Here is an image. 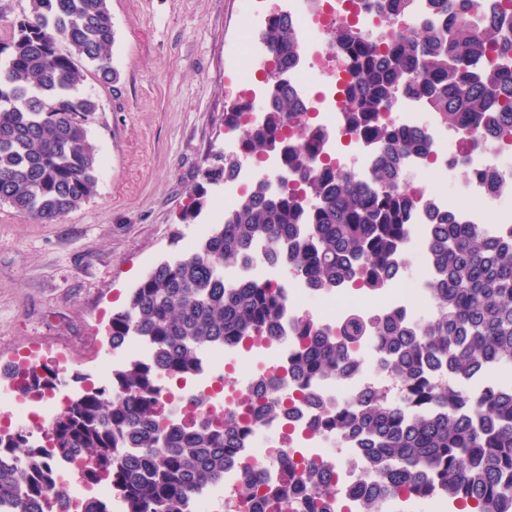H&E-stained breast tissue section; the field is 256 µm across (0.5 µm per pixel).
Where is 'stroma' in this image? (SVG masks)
Here are the masks:
<instances>
[{
  "mask_svg": "<svg viewBox=\"0 0 512 512\" xmlns=\"http://www.w3.org/2000/svg\"><path fill=\"white\" fill-rule=\"evenodd\" d=\"M120 81L87 75L100 105L90 136L98 192L52 224L0 205V363L35 346L64 357L72 393L119 364L106 329L161 260L195 248L198 224L220 222L223 189L197 224L180 215L209 154L232 150L224 114L230 80L265 49L264 0H108Z\"/></svg>",
  "mask_w": 512,
  "mask_h": 512,
  "instance_id": "stroma-1",
  "label": "stroma"
}]
</instances>
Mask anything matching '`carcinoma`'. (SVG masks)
<instances>
[{
	"instance_id": "1",
	"label": "carcinoma",
	"mask_w": 512,
	"mask_h": 512,
	"mask_svg": "<svg viewBox=\"0 0 512 512\" xmlns=\"http://www.w3.org/2000/svg\"><path fill=\"white\" fill-rule=\"evenodd\" d=\"M13 36L0 44V204L38 223H52L97 193L100 158L89 130L98 104L80 93L89 63L115 84V40L108 0H25ZM415 0H379V21L393 27ZM417 29L373 39L347 21L329 46L349 61L347 126L373 148L365 178L324 155L326 133L308 115L298 86L267 77L269 107L247 126L239 102L224 124L240 130L239 151L218 153L202 171L193 201L181 214L192 224L207 206L204 184L222 183L241 156L281 162V186L260 178L187 256L155 265L112 314V347L140 336L148 362L112 369L111 388L75 399L50 421L44 445L22 430H0V450L17 466H0V512H55L56 463L75 460L89 484L112 482L123 512H190L195 494L224 482L226 461L240 457L245 439L233 423L203 419L190 426L160 406L164 381L188 379L202 353L232 351L255 337L272 338L286 306L279 284H232L224 270L263 257L306 287L330 292L351 284L372 294L389 286L402 262L409 217L418 201L403 186L402 162L427 159L429 136L382 116L399 92L423 101L440 123L475 134L485 127L512 133V13L482 9L476 0H429ZM274 69L291 73L301 61L295 20H266L261 35ZM427 244L433 263L429 292L437 312L409 320L393 312L374 321L353 316L331 328L302 316L291 373L310 382L360 369L355 349L368 343L381 369L403 386L352 404L319 407L314 430L326 431L369 458L374 480L390 495L442 494L455 512H512V386H492L474 400L435 381L438 372L478 378L512 367V229L492 235L482 224H460L432 212ZM56 370L28 373L25 389L57 386ZM267 385L255 416L283 411ZM288 480L263 496L267 512H328L332 460L297 464L280 453Z\"/></svg>"
}]
</instances>
